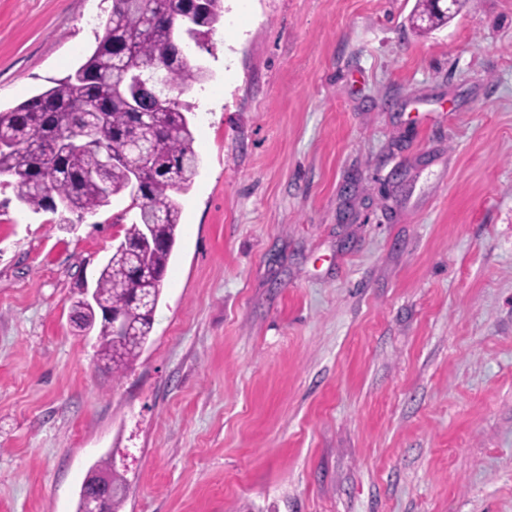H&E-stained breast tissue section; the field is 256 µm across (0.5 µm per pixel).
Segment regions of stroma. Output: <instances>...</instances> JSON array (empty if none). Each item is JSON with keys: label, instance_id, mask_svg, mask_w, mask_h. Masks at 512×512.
<instances>
[{"label": "stroma", "instance_id": "35a3bbf8", "mask_svg": "<svg viewBox=\"0 0 512 512\" xmlns=\"http://www.w3.org/2000/svg\"><path fill=\"white\" fill-rule=\"evenodd\" d=\"M224 0L186 90L201 166L122 375L78 283L124 234L0 184V512H512V0ZM112 0H0V109ZM82 494L89 498L90 506L94 512H102L107 499L112 495V487L98 481L92 484L90 488L82 489ZM82 494L79 496L76 512H83L85 510V501Z\"/></svg>", "mask_w": 512, "mask_h": 512}]
</instances>
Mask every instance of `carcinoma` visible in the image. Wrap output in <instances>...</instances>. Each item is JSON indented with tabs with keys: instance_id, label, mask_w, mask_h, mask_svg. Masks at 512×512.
<instances>
[{
	"instance_id": "cac0c4a2",
	"label": "carcinoma",
	"mask_w": 512,
	"mask_h": 512,
	"mask_svg": "<svg viewBox=\"0 0 512 512\" xmlns=\"http://www.w3.org/2000/svg\"><path fill=\"white\" fill-rule=\"evenodd\" d=\"M103 34L72 73L6 111L0 110V176L34 213L61 211L82 221L114 197L135 211L125 229L131 247L114 251L96 282L98 310L77 301V326L96 333L98 353L119 374L139 357L153 329L161 282L174 249L181 211L170 198L188 189L200 157L194 148L192 106L165 95L141 97L135 77L169 68V90L209 79L184 44L211 52L224 19V0H112ZM135 169L143 170L139 184ZM118 311L126 334L115 336L99 310Z\"/></svg>"
}]
</instances>
